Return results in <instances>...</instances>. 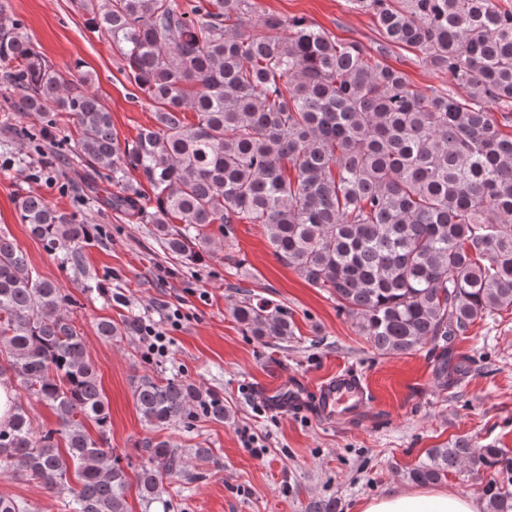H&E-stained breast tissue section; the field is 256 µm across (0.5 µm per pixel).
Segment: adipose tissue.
<instances>
[{
	"label": "adipose tissue",
	"instance_id": "1",
	"mask_svg": "<svg viewBox=\"0 0 512 512\" xmlns=\"http://www.w3.org/2000/svg\"><path fill=\"white\" fill-rule=\"evenodd\" d=\"M361 512H479V507L468 497L428 488L369 499Z\"/></svg>",
	"mask_w": 512,
	"mask_h": 512
}]
</instances>
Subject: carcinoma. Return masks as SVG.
<instances>
[{
  "mask_svg": "<svg viewBox=\"0 0 512 512\" xmlns=\"http://www.w3.org/2000/svg\"><path fill=\"white\" fill-rule=\"evenodd\" d=\"M372 14L390 46L419 50L434 72L467 89H411L405 74L359 43L340 42L300 18L255 0H92L85 4L126 62L130 83L153 103L154 126L120 142L93 78L66 80L22 23L0 18V62L8 91L0 110L55 113L76 128L55 161L77 157L106 181V207L139 224L174 256L195 264L214 254L212 224L263 228L273 254L326 289L382 355L425 344L448 348L470 325L512 307V134L492 107L512 109V7L501 0H349ZM260 32L253 33L251 29ZM196 121H186V112ZM292 165L296 179L286 176ZM150 190H145L143 184ZM20 221L62 262L80 266L89 224L27 194ZM181 227H172V220ZM68 295L43 278L0 231V376L48 407L57 427L37 431L21 402L0 426V464L63 497L64 512H129L128 471L142 512H187L167 489L201 478L169 439L141 444L140 467L106 447L111 420L84 336L64 314ZM251 335L286 340L294 324L264 298L232 309ZM127 316L98 323L108 340L137 336ZM146 426L186 430L224 421V398L181 373L133 379ZM97 427L98 436L85 422ZM464 460L494 471L487 512H512V456L465 440L431 448L409 471L438 482ZM0 512H32L0 496Z\"/></svg>",
  "mask_w": 512,
  "mask_h": 512,
  "instance_id": "cac0c4a2",
  "label": "carcinoma"
}]
</instances>
